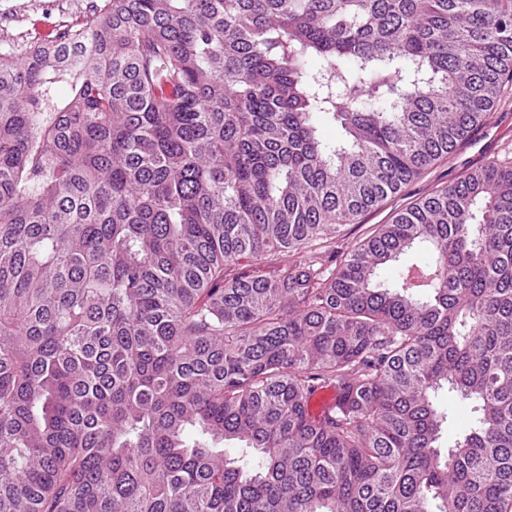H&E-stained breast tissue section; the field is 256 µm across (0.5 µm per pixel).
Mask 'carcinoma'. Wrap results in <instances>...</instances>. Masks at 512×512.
I'll return each mask as SVG.
<instances>
[{
	"instance_id": "cac0c4a2",
	"label": "carcinoma",
	"mask_w": 512,
	"mask_h": 512,
	"mask_svg": "<svg viewBox=\"0 0 512 512\" xmlns=\"http://www.w3.org/2000/svg\"><path fill=\"white\" fill-rule=\"evenodd\" d=\"M508 77L512 0H106L0 52V512H512V165L325 259Z\"/></svg>"
}]
</instances>
